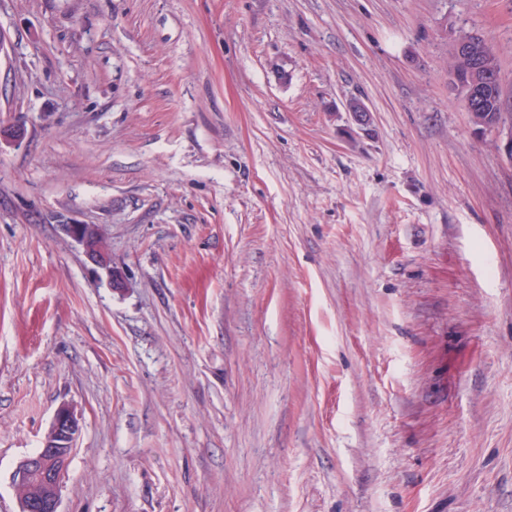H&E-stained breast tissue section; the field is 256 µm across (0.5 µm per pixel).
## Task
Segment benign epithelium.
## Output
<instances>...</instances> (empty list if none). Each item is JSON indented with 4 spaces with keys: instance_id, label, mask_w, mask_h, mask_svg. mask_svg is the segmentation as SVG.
Instances as JSON below:
<instances>
[{
    "instance_id": "obj_1",
    "label": "benign epithelium",
    "mask_w": 512,
    "mask_h": 512,
    "mask_svg": "<svg viewBox=\"0 0 512 512\" xmlns=\"http://www.w3.org/2000/svg\"><path fill=\"white\" fill-rule=\"evenodd\" d=\"M60 229L83 247L90 261L107 270L112 287H125L121 273L110 265L108 255L99 248L96 225L62 224ZM79 433L77 416L65 407L58 409L40 448L21 460L11 474L19 512H60L61 492Z\"/></svg>"
}]
</instances>
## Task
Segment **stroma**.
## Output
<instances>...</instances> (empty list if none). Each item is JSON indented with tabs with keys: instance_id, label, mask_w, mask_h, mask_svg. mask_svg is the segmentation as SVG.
Returning a JSON list of instances; mask_svg holds the SVG:
<instances>
[{
	"instance_id": "1",
	"label": "stroma",
	"mask_w": 512,
	"mask_h": 512,
	"mask_svg": "<svg viewBox=\"0 0 512 512\" xmlns=\"http://www.w3.org/2000/svg\"><path fill=\"white\" fill-rule=\"evenodd\" d=\"M466 32L512 90V0H0V512L63 406L61 512H512ZM470 51H471V48H470L469 41L462 36L457 37L454 42V52L457 56H459L466 62V70H467L468 75L472 73L474 76V79L472 81H470V84L468 86V99H469L468 103L470 105V108L472 109L475 107V99H474L475 89L477 86L483 84L476 77V74H479L481 76L483 75L484 77H489L490 71L486 70L484 66H481V67H473L472 65L470 66V64L468 62L469 58L471 57ZM61 230L83 247L85 255L90 261L107 270L113 288L125 287L121 273L110 265L108 255L99 248L100 234L95 224H65L62 225Z\"/></svg>"
}]
</instances>
